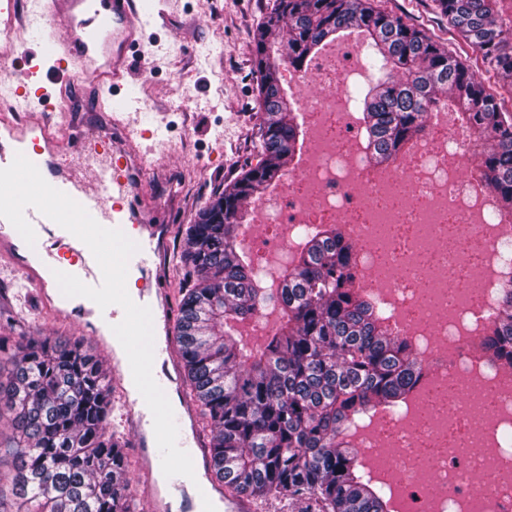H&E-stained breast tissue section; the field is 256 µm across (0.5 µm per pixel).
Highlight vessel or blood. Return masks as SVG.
I'll return each instance as SVG.
<instances>
[{
    "label": "vessel or blood",
    "mask_w": 512,
    "mask_h": 512,
    "mask_svg": "<svg viewBox=\"0 0 512 512\" xmlns=\"http://www.w3.org/2000/svg\"><path fill=\"white\" fill-rule=\"evenodd\" d=\"M40 4L41 17L55 18L61 23L59 35L51 40L54 64L47 72L25 74L14 90L16 108L29 111L31 103L44 100L49 86L59 81L87 82L97 87L119 85L125 77L126 51L138 43L142 32L136 0H40ZM17 20L13 4L0 7V64L12 61L15 56L13 35ZM72 125V116L66 112L56 122L48 117L36 118L24 133H12L11 139L17 142L24 136L30 138L32 146L25 149L24 155L42 171L51 166L48 153L70 140ZM128 168L121 148L99 159L93 184L83 190L78 202L104 227L132 226V239L139 249L128 262V272L136 276L140 296L150 297L155 306L164 308L168 305L167 292L159 285L161 272L156 259L171 227L151 223L144 211L135 209V186ZM25 217L44 244L46 260L57 262L63 254H72L74 260L65 264V273L77 276L87 285H100L101 270L81 240L35 208H27ZM20 270L22 277L38 289L42 302L53 305L59 292L57 283L46 281L31 263H23ZM64 316L97 333L121 322L124 311L117 305L102 309L93 303L65 311ZM137 444L142 449V472L151 474L161 465V453L150 447L145 431H138Z\"/></svg>",
    "instance_id": "b4317fda"
}]
</instances>
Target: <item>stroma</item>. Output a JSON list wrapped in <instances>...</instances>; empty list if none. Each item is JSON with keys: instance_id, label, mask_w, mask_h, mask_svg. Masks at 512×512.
<instances>
[{"instance_id": "stroma-1", "label": "stroma", "mask_w": 512, "mask_h": 512, "mask_svg": "<svg viewBox=\"0 0 512 512\" xmlns=\"http://www.w3.org/2000/svg\"><path fill=\"white\" fill-rule=\"evenodd\" d=\"M269 0H137L143 21L139 45L129 53L118 97L107 110L96 105L97 90L62 94L53 88L43 107L67 103L77 121L70 154L56 158L57 169L90 180L94 153L110 150L104 139L113 113L129 112L146 134L142 147L162 155L163 163L136 187L141 209L170 222L171 251L161 257L162 283L171 307L191 288L180 263L183 231L194 223L210 199L223 191L253 157L257 123V77L253 67L254 33L268 11ZM382 8L408 18L426 34L447 44L458 56L475 59L470 45L430 9L431 0H378ZM53 24L18 32V71L53 63L45 47ZM26 334L61 341L81 338L84 350H95L94 335L75 323L54 321L40 305L38 292L20 276L10 256L0 253V336ZM126 394L112 392L108 431L121 436L128 465L130 512H153L152 500L136 467L139 450L126 420Z\"/></svg>"}]
</instances>
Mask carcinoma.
I'll return each mask as SVG.
<instances>
[{
	"mask_svg": "<svg viewBox=\"0 0 512 512\" xmlns=\"http://www.w3.org/2000/svg\"><path fill=\"white\" fill-rule=\"evenodd\" d=\"M432 2L486 70L512 83L506 0ZM355 29L380 72L356 97L370 153L396 161L426 134L431 113L449 104L472 137L497 215H512V109L470 64L374 0H273L254 36L256 163L185 228L183 263L194 285L180 302L175 341L225 490L303 501L311 512H386L384 487L371 481L347 438L377 407L401 406L425 376L412 338L380 324L382 309L361 285L356 243L339 225H304L272 276L238 241L251 201L279 185L304 145L280 64L301 70L325 41ZM502 273L482 349L512 370V256ZM269 310L278 322L262 344L247 347L239 327ZM0 359L12 366L10 382L0 383V412L13 428L0 441V454L13 462L0 501L9 491L24 512H125L126 465L104 427L112 384L100 363L78 340L30 336L0 338Z\"/></svg>",
	"mask_w": 512,
	"mask_h": 512,
	"instance_id": "cac0c4a2",
	"label": "carcinoma"
}]
</instances>
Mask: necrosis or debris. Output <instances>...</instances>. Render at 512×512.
<instances>
[{
	"mask_svg": "<svg viewBox=\"0 0 512 512\" xmlns=\"http://www.w3.org/2000/svg\"><path fill=\"white\" fill-rule=\"evenodd\" d=\"M320 91L303 101L312 122L303 165L291 172L286 189L270 193L257 209L265 225L276 227L272 254L287 259L295 224H346L359 243V266L373 283L393 296L397 312L410 317V335L423 339L422 351L450 345L458 356L438 357L432 370L447 382L451 399L427 407L425 422L413 428L391 423L364 438L363 448L383 456L386 474L412 500V512H464L483 498V512H512V475L501 476L512 452L488 447L493 426L512 420V385L494 386L496 370L473 375L470 349L460 344L472 311H449L465 246L444 245V224L481 223L494 210L492 195L476 197L467 145L449 152L453 133L446 119H433L430 134L418 142L409 160L376 166L358 145L357 126L343 107L345 69L326 65L312 76ZM437 256L434 268L440 300L421 299L423 245Z\"/></svg>",
	"mask_w": 512,
	"mask_h": 512,
	"instance_id": "necrosis-or-debris-1",
	"label": "necrosis or debris"
}]
</instances>
